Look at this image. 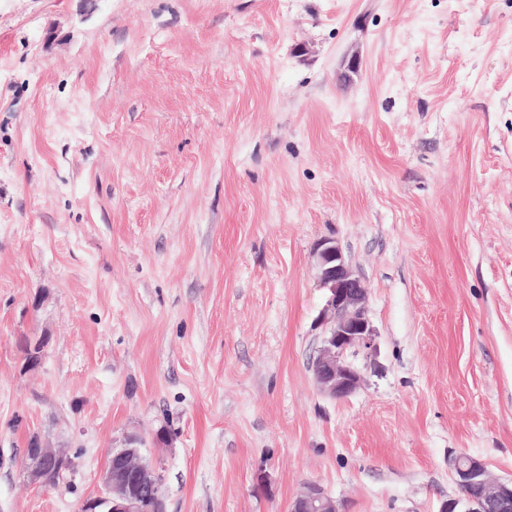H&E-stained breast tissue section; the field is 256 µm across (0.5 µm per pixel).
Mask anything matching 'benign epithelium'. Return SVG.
Returning a JSON list of instances; mask_svg holds the SVG:
<instances>
[{
	"mask_svg": "<svg viewBox=\"0 0 512 512\" xmlns=\"http://www.w3.org/2000/svg\"><path fill=\"white\" fill-rule=\"evenodd\" d=\"M314 255L319 286L325 290L316 321L320 346L313 358L314 380L322 393L343 399L363 382L356 357L374 350L376 332L362 280L334 240L319 242ZM25 458L30 478L45 488L58 485L72 465L65 452L46 439L27 445ZM451 466L457 485L468 493L444 501L439 512H512V480L490 478L481 461L465 454L454 457ZM161 482L159 469L143 460L139 439L130 437L124 447L109 451L101 491L83 503L81 512H165L164 498L158 494ZM289 512H344V506L311 482L293 498Z\"/></svg>",
	"mask_w": 512,
	"mask_h": 512,
	"instance_id": "7a95c632",
	"label": "benign epithelium"
}]
</instances>
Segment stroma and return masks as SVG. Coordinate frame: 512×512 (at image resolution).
<instances>
[{
    "label": "stroma",
    "mask_w": 512,
    "mask_h": 512,
    "mask_svg": "<svg viewBox=\"0 0 512 512\" xmlns=\"http://www.w3.org/2000/svg\"><path fill=\"white\" fill-rule=\"evenodd\" d=\"M325 238L376 330L341 400ZM130 435L166 512L512 478V0H0V512H79ZM26 464L30 478L45 488L56 486L63 479L66 468L70 470L72 461L64 451L53 448L43 438L26 448Z\"/></svg>",
    "instance_id": "stroma-1"
}]
</instances>
